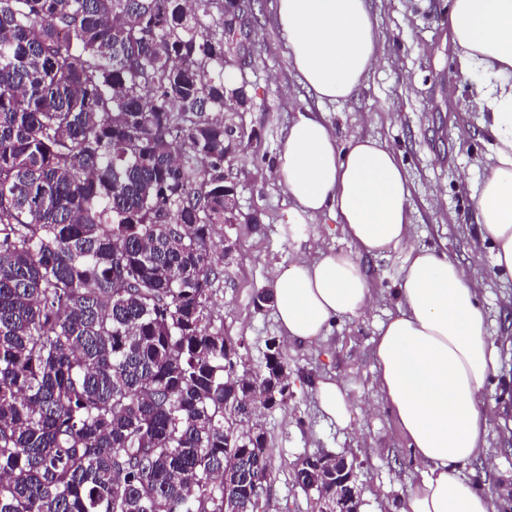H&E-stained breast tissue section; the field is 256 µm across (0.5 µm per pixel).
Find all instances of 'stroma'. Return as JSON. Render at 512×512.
Instances as JSON below:
<instances>
[{"mask_svg":"<svg viewBox=\"0 0 512 512\" xmlns=\"http://www.w3.org/2000/svg\"><path fill=\"white\" fill-rule=\"evenodd\" d=\"M272 0H254L247 17L245 100L224 115L237 137L236 157L224 172L235 187L238 221L227 228L234 252L218 293L224 332L244 337L248 367L264 364L266 342L279 336L273 306L257 307L273 273H286L300 255L351 251L329 217L293 224L291 199L278 184L274 161L296 110L323 113L340 143L354 136L379 138L401 161L410 190V237L379 258L360 264L375 290L372 310L341 318L326 336L298 345L283 343L290 396L285 406L265 411L260 422L273 464L265 512H312V498L294 482L296 464L319 452L355 457L361 512H398L408 485L420 478L390 409L378 408V329L396 310L394 290L406 256L418 248L448 252L475 270L472 282L493 340L512 337V277L493 266L483 244L473 197L492 164V135L470 100L477 81L462 70L448 19L450 0H369L381 39V63L347 101L320 103L288 64ZM501 374L479 397L488 412L487 446L497 461L489 473L483 460L463 474L497 491L512 482V346L500 349ZM336 378L353 403V422L342 429L321 411L316 383Z\"/></svg>","mask_w":512,"mask_h":512,"instance_id":"1","label":"stroma"}]
</instances>
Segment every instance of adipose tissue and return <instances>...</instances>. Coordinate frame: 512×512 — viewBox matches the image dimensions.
Listing matches in <instances>:
<instances>
[{"mask_svg":"<svg viewBox=\"0 0 512 512\" xmlns=\"http://www.w3.org/2000/svg\"><path fill=\"white\" fill-rule=\"evenodd\" d=\"M272 8L288 63L318 102L348 100L379 65L369 0H273ZM449 21L463 64L485 74L471 106L488 118L495 165L474 206L494 267L512 276V0H452ZM274 172L294 202L292 223L331 216L353 246L298 257L275 276L282 334L304 344L325 335L336 319L370 309L374 292L359 259L384 255L409 238V189L386 143L359 136L340 145L333 127L308 108L289 123ZM470 279L447 253L411 251L397 312L375 340L382 403L393 411L421 470L401 512H499L498 496L461 472L479 457L494 464L478 399L499 370L498 349ZM316 396L329 420L349 427L352 404L336 380H319Z\"/></svg>","mask_w":512,"mask_h":512,"instance_id":"obj_1","label":"adipose tissue"}]
</instances>
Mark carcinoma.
<instances>
[{
	"label": "carcinoma",
	"instance_id": "cac0c4a2",
	"mask_svg": "<svg viewBox=\"0 0 512 512\" xmlns=\"http://www.w3.org/2000/svg\"><path fill=\"white\" fill-rule=\"evenodd\" d=\"M224 0H0V512H257L224 363ZM234 480L224 482V468Z\"/></svg>",
	"mask_w": 512,
	"mask_h": 512
}]
</instances>
